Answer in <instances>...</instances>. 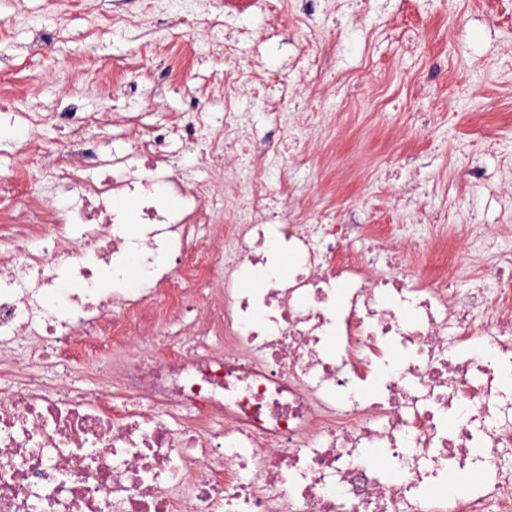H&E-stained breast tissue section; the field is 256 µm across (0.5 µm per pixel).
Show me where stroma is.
Listing matches in <instances>:
<instances>
[{"mask_svg":"<svg viewBox=\"0 0 512 512\" xmlns=\"http://www.w3.org/2000/svg\"><path fill=\"white\" fill-rule=\"evenodd\" d=\"M126 24L100 0H0V94L23 99L24 130L50 142L42 117L57 101L106 119L145 114L173 124L190 96L209 97L220 125L224 48L254 79H288L286 105L243 98L260 144L277 142L275 112L310 90L340 113L333 136L307 132L287 158L296 197L328 198L352 224H425L447 215L466 234L493 233L512 252V0H120ZM54 35L38 50L36 39Z\"/></svg>","mask_w":512,"mask_h":512,"instance_id":"1","label":"stroma"}]
</instances>
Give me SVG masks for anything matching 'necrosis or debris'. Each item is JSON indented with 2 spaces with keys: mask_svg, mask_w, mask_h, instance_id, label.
<instances>
[{
  "mask_svg": "<svg viewBox=\"0 0 512 512\" xmlns=\"http://www.w3.org/2000/svg\"><path fill=\"white\" fill-rule=\"evenodd\" d=\"M248 93L226 70L210 154L244 158L229 177L173 169L169 143L192 152L211 129L198 100L107 159L72 103L50 114L69 141L17 139L52 157L61 194L12 225L0 262V512H512V254L479 240L497 286L463 296L453 262L423 261L427 238L390 227L352 250L363 225L321 223L270 184L285 152L253 151ZM86 168L105 174L76 180ZM20 339L80 362L94 390L12 369Z\"/></svg>",
  "mask_w": 512,
  "mask_h": 512,
  "instance_id": "4bbe7bcc",
  "label": "necrosis or debris"
}]
</instances>
